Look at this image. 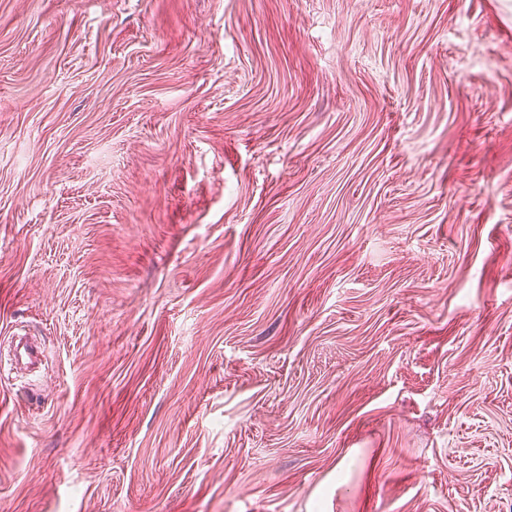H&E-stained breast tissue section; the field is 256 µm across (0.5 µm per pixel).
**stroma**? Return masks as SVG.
Wrapping results in <instances>:
<instances>
[{"mask_svg": "<svg viewBox=\"0 0 512 512\" xmlns=\"http://www.w3.org/2000/svg\"><path fill=\"white\" fill-rule=\"evenodd\" d=\"M22 336L0 512H512V0H0Z\"/></svg>", "mask_w": 512, "mask_h": 512, "instance_id": "stroma-1", "label": "stroma"}]
</instances>
